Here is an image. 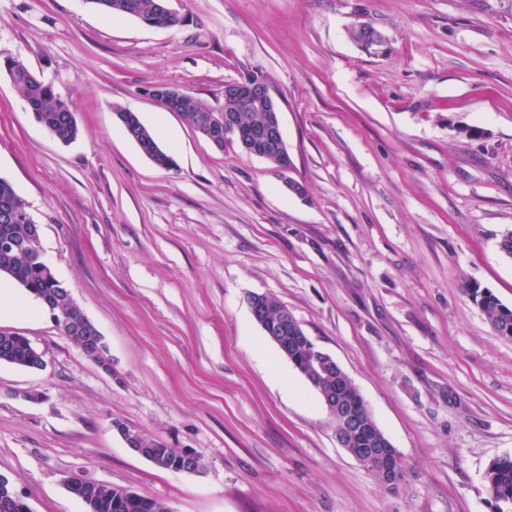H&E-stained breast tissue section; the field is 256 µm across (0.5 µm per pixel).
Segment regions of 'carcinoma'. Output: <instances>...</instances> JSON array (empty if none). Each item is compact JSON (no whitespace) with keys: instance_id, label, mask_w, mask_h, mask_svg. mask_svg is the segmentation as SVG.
Instances as JSON below:
<instances>
[{"instance_id":"carcinoma-1","label":"carcinoma","mask_w":512,"mask_h":512,"mask_svg":"<svg viewBox=\"0 0 512 512\" xmlns=\"http://www.w3.org/2000/svg\"><path fill=\"white\" fill-rule=\"evenodd\" d=\"M95 5L107 17H131L159 22L167 27L181 23L176 15L163 16L159 13V0H86ZM382 37V33L372 26L365 27L358 34H351L357 44L370 48ZM12 82L29 102L36 120L45 127L53 129L55 138L65 144L75 141L79 128L67 102L57 95L51 86L45 84L28 68L8 67ZM119 118L125 122L124 132L136 144L149 151V159L163 169L175 166L170 154L163 150L153 132L147 128L135 112L115 108ZM214 114L197 96L191 94L181 108L184 120L202 136H208L204 129L205 117ZM238 123L247 127H258L266 113L248 108L245 103L236 106L234 112ZM25 203L18 196L13 185L0 177V277L4 276L27 293L39 300L51 314L61 333L79 345L93 362L108 366L109 350L97 327L84 321V315L76 305L70 289L58 279L52 268L44 265L26 247L32 236L33 224L28 221ZM464 293L482 311L487 322L495 332L512 340V308L502 304L487 288L467 282ZM255 305L266 317L274 319L284 307L274 298L258 295ZM321 349L311 339L296 347L297 369H305L312 357L318 356ZM8 363L20 368L38 369L42 367V354L24 336L10 332H0V363ZM358 425L351 431H345V420L337 419L336 430L347 432V447L371 448L382 434L368 407L361 404L354 408ZM122 434L136 443L150 457L155 466L173 471L188 470L198 473L203 469L200 454L193 456L178 451L160 439L147 437L127 427H120ZM392 467L397 475L389 482L378 464L368 465L366 469L375 473L388 487L394 488L405 478L404 467L398 458L392 459ZM485 479L489 490L497 502L512 505V457L505 456L490 463ZM69 493L85 506L86 512H169L167 506L158 500L129 493V490L114 488L106 484L90 481L80 475L67 480ZM25 504L15 500L11 483L0 484V512H24Z\"/></svg>"}]
</instances>
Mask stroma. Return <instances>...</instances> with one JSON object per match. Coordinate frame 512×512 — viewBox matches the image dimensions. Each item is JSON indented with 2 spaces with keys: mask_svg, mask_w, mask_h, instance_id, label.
Here are the masks:
<instances>
[{
  "mask_svg": "<svg viewBox=\"0 0 512 512\" xmlns=\"http://www.w3.org/2000/svg\"><path fill=\"white\" fill-rule=\"evenodd\" d=\"M155 28L87 0H0L14 58L76 116L68 145L0 68V177L37 224L56 275L109 347L110 368L38 300L0 315L45 365L0 363V474L31 512H85L70 476L171 512H498L489 464L512 456V341L461 285L512 307V0H171ZM367 22L388 39L366 51ZM262 73L291 170L216 148L148 91L215 110ZM136 112L172 155L122 131ZM304 185L289 191L286 180ZM274 297L331 354L396 448L381 484L253 320ZM128 427L204 459L201 473L135 454ZM186 91L178 86L165 85L151 89L149 94L168 111L176 112L173 106L183 101L184 97L187 96ZM115 111L119 118L125 122V126L122 122L120 123L125 127L123 130L126 135L138 146L140 144L149 151L147 157L154 164L163 169L170 170L174 168L175 163L170 157L171 155L160 147L153 132L142 123L137 113L125 112L122 108H116Z\"/></svg>",
  "mask_w": 512,
  "mask_h": 512,
  "instance_id": "35a3bbf8",
  "label": "stroma"
}]
</instances>
